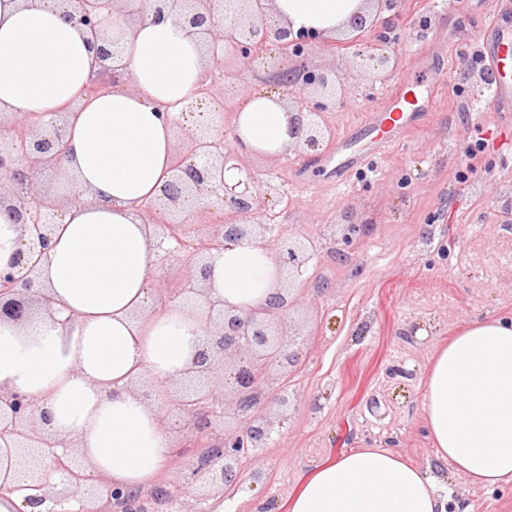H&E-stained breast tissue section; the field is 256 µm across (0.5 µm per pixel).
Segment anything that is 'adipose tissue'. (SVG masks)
I'll return each instance as SVG.
<instances>
[{
  "mask_svg": "<svg viewBox=\"0 0 512 512\" xmlns=\"http://www.w3.org/2000/svg\"><path fill=\"white\" fill-rule=\"evenodd\" d=\"M292 30L326 37L366 12L365 0H271ZM121 37L127 85L98 96L87 34L55 0H0V115L37 122L65 106L70 156L58 199L64 216L40 257L51 313L0 322V393L23 392L48 414L44 433L72 442L89 473L125 489L153 485L172 436L139 377L173 381L201 347V308L151 311L155 275L144 209L159 198L176 153L171 116L195 100L204 60L190 27L169 19ZM281 94L249 92L234 116L240 156L274 158L293 145ZM80 202H72L73 194ZM265 243L217 254L205 299L244 310L277 291ZM420 406L439 464L469 484L512 483V321L474 318L439 345L424 368ZM436 478L385 448H355L317 466L287 501L288 512H446Z\"/></svg>",
  "mask_w": 512,
  "mask_h": 512,
  "instance_id": "1",
  "label": "adipose tissue"
}]
</instances>
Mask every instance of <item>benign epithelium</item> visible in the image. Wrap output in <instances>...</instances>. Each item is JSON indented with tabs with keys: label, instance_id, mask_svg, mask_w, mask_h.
Returning a JSON list of instances; mask_svg holds the SVG:
<instances>
[{
	"label": "benign epithelium",
	"instance_id": "benign-epithelium-1",
	"mask_svg": "<svg viewBox=\"0 0 512 512\" xmlns=\"http://www.w3.org/2000/svg\"><path fill=\"white\" fill-rule=\"evenodd\" d=\"M67 18L80 25L97 44L94 62L103 73V82L119 85L126 81V69L114 65L119 56L117 42L105 26L104 7L117 6L131 24L148 18L155 22L176 17L203 37L208 63L204 70L199 97L184 106L181 118L173 121L184 131L190 146L176 152L170 180L160 200L145 210L146 223L155 227L161 244L156 264L165 267L180 263L189 269L187 286L168 287L166 304L203 295L202 282L211 271L210 260L229 245L252 238L272 244L278 263L281 288L268 302L247 310L226 309L208 302L206 320L214 326L203 348L184 376L173 382L155 384L151 393L158 396L163 413H178L184 430L204 441L183 469V484L200 485L206 493L195 501L181 499L179 488L160 484L155 487L159 501L174 512H203L201 503L210 496L224 495L241 483L238 466L242 460L264 457L275 426H283L286 411L296 398L288 386L274 387L277 374L294 362L289 349L297 339L290 334V312L295 303L293 290L308 263L310 243L297 235L266 237L267 225L244 224L242 219L263 212L276 198V186L259 184L247 173L244 190L237 192L224 181L228 163L241 158L234 148H224L223 119L215 113L187 125L183 119L203 113L212 99L214 84L209 73L224 67V50L249 66L259 52L275 46L294 65L279 69L275 86L286 94L303 91L305 109H293L291 135L295 145L316 151L328 137L321 113L347 99L351 88L335 73L311 70L305 64L310 42L320 38L315 32L291 29L267 20L265 0H237L228 7L225 0H61ZM360 65L373 69L379 77L393 60V53H370L364 47L356 53ZM69 113L64 112L46 123H31L15 114L0 117V209L13 223L21 226L28 250L19 249L6 266L0 267V320L19 322L34 309H51L52 301L43 294L40 272L30 261L31 252L45 249L53 233L62 205L48 191L35 188L40 172L64 173L67 153ZM220 210L224 223L213 225L199 238L194 250L184 252L185 224L209 210ZM364 225L352 223L343 215V223L332 225L331 236L348 247L361 234ZM241 358L234 372V395L224 398L227 358ZM37 403L21 392L0 393V490L9 492L32 489L37 494L26 504L38 506L46 501L80 503L79 512H103L108 504H118L123 512H141L142 496L126 492L104 480L87 485L81 464L70 454L57 453L56 442L35 430ZM58 474L62 489L48 490L43 477Z\"/></svg>",
	"mask_w": 512,
	"mask_h": 512
}]
</instances>
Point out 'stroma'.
Masks as SVG:
<instances>
[{
  "mask_svg": "<svg viewBox=\"0 0 512 512\" xmlns=\"http://www.w3.org/2000/svg\"><path fill=\"white\" fill-rule=\"evenodd\" d=\"M491 2L462 0L449 12L433 10L432 0H400L362 38L312 44L310 68L335 71L356 87L324 118L335 135L358 144L366 110L407 75L412 59L445 74L440 103L419 130L346 185L327 183L328 142L314 154L291 147L277 159L245 160L258 179L278 187L265 218L274 232L319 239L350 207L367 230L344 255L326 244L302 276L291 315L300 343L280 378L297 399L272 434L263 480L242 483L255 495L237 512H252L257 500L269 512H287L289 495L317 465L354 448H388L436 471L419 404L434 347L469 319L512 318V241L498 236L512 217V111H498L490 95L473 96L462 78L489 36ZM380 31L394 60L376 79L356 66L354 54ZM282 64L273 48L249 67L225 54L223 70L212 76L224 86L214 108L225 122L242 94ZM394 363L412 377H387ZM447 483V512H512V485L476 487L454 474Z\"/></svg>",
  "mask_w": 512,
  "mask_h": 512,
  "instance_id": "stroma-1",
  "label": "stroma"
}]
</instances>
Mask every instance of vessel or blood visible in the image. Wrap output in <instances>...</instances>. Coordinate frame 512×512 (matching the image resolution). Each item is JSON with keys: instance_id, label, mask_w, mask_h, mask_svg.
<instances>
[{"instance_id": "b4317fda", "label": "vessel or blood", "mask_w": 512, "mask_h": 512, "mask_svg": "<svg viewBox=\"0 0 512 512\" xmlns=\"http://www.w3.org/2000/svg\"><path fill=\"white\" fill-rule=\"evenodd\" d=\"M492 36L481 45L496 78L492 84V98L497 102L512 101V0H503L500 11L491 20ZM439 74H430L424 83L414 85L397 83L381 102L372 106L364 122L371 133V147L363 151L349 138H341L336 144L335 178L345 183L357 171L388 154L400 142L401 137L414 130L417 109L433 108L436 91L440 86Z\"/></svg>"}]
</instances>
